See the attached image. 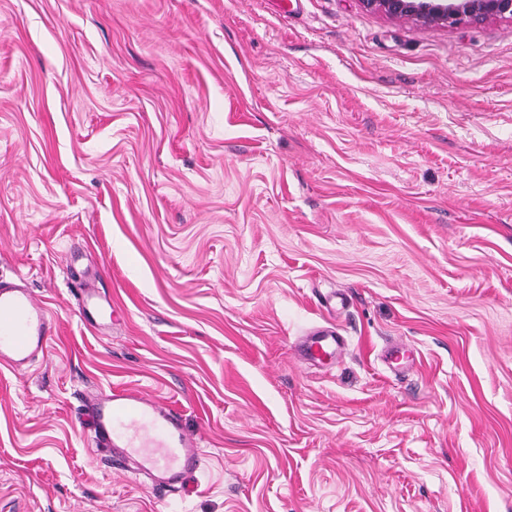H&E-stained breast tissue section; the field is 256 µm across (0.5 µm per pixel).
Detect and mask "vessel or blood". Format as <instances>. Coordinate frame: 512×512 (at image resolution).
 Returning a JSON list of instances; mask_svg holds the SVG:
<instances>
[{
  "label": "vessel or blood",
  "mask_w": 512,
  "mask_h": 512,
  "mask_svg": "<svg viewBox=\"0 0 512 512\" xmlns=\"http://www.w3.org/2000/svg\"><path fill=\"white\" fill-rule=\"evenodd\" d=\"M58 328V319L28 288L0 284V364L15 371L27 367L47 353ZM347 348L344 336L319 329L304 338L299 357L311 365H332ZM82 402L96 453L110 455L118 470L147 475L164 490L183 485L199 469L202 452L175 408L135 388L91 391Z\"/></svg>",
  "instance_id": "1"
}]
</instances>
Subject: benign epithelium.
Returning a JSON list of instances; mask_svg holds the SVG:
<instances>
[{
	"instance_id": "obj_1",
	"label": "benign epithelium",
	"mask_w": 512,
	"mask_h": 512,
	"mask_svg": "<svg viewBox=\"0 0 512 512\" xmlns=\"http://www.w3.org/2000/svg\"><path fill=\"white\" fill-rule=\"evenodd\" d=\"M369 12L425 26L457 27L489 19L512 20V0H359Z\"/></svg>"
}]
</instances>
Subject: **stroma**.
Masks as SVG:
<instances>
[{
	"instance_id": "obj_1",
	"label": "stroma",
	"mask_w": 512,
	"mask_h": 512,
	"mask_svg": "<svg viewBox=\"0 0 512 512\" xmlns=\"http://www.w3.org/2000/svg\"><path fill=\"white\" fill-rule=\"evenodd\" d=\"M0 281L60 323L0 366V512H512V21L0 0ZM128 387L176 491L91 454ZM306 336L300 345L299 357L302 361L311 365L339 362L348 348L344 336L326 329H318ZM82 402L96 455H110L118 470L147 475L156 489L166 490L199 469L201 448L175 408L135 388L90 391Z\"/></svg>"
}]
</instances>
